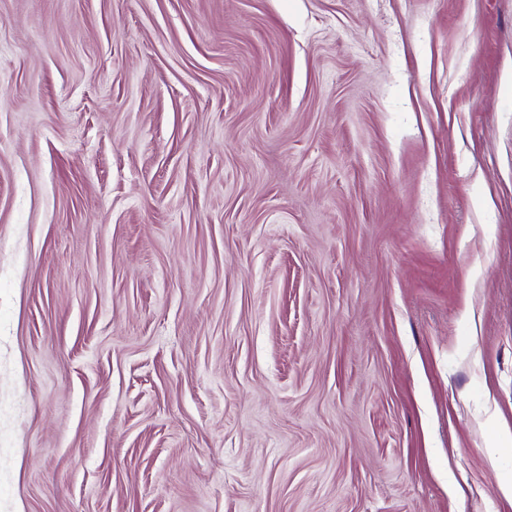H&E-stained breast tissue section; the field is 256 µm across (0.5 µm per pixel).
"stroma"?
<instances>
[{
  "mask_svg": "<svg viewBox=\"0 0 512 512\" xmlns=\"http://www.w3.org/2000/svg\"><path fill=\"white\" fill-rule=\"evenodd\" d=\"M512 0H0V512H512Z\"/></svg>",
  "mask_w": 512,
  "mask_h": 512,
  "instance_id": "obj_1",
  "label": "stroma"
}]
</instances>
